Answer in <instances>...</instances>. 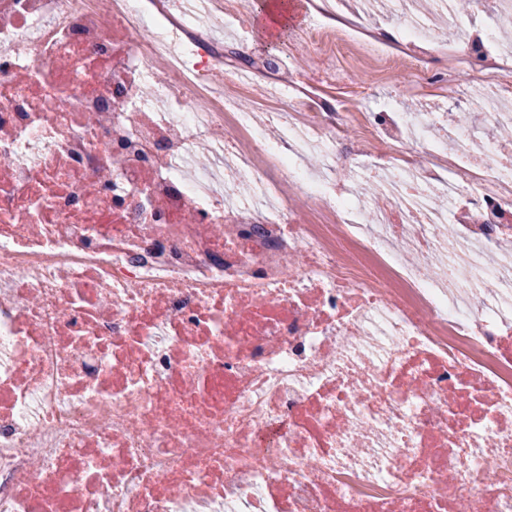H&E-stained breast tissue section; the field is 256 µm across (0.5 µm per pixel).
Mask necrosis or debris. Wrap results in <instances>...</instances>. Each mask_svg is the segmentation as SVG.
Instances as JSON below:
<instances>
[{
  "label": "necrosis or debris",
  "instance_id": "obj_1",
  "mask_svg": "<svg viewBox=\"0 0 512 512\" xmlns=\"http://www.w3.org/2000/svg\"><path fill=\"white\" fill-rule=\"evenodd\" d=\"M248 7L0 0V512H512V146L227 72Z\"/></svg>",
  "mask_w": 512,
  "mask_h": 512
}]
</instances>
